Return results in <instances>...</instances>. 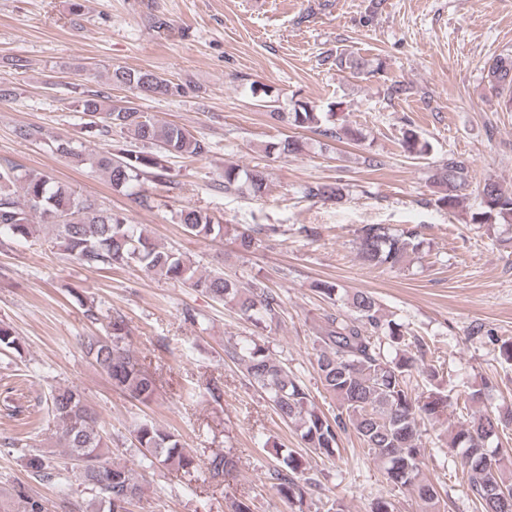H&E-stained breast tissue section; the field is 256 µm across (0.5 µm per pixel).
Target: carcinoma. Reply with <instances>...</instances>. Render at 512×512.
I'll use <instances>...</instances> for the list:
<instances>
[{
    "mask_svg": "<svg viewBox=\"0 0 512 512\" xmlns=\"http://www.w3.org/2000/svg\"><path fill=\"white\" fill-rule=\"evenodd\" d=\"M333 64L340 71L358 74L363 63L352 52L342 49ZM487 83L500 90L512 82V57L498 58L487 71ZM107 79L116 85L136 90L144 97L182 96L186 88L148 70L115 68ZM84 114L98 119L102 137L118 131L136 142L151 144L159 153L121 149L119 153L94 154L68 142L56 151L78 164L95 166L115 189H130L148 169L165 170L164 158L174 155L201 157L208 145L185 128L163 125L154 117L131 105H114L112 99L92 94L82 100ZM273 119L298 127L317 128L330 138L353 137L348 128H320L319 113L306 106L295 112L270 110ZM401 147L410 155L428 153L430 143L412 128L402 133ZM250 191L264 194L267 178L263 171L245 173ZM467 182V167L450 153L436 165L434 184L439 190L436 204L453 212L460 207L461 191ZM345 188L336 183H314L304 188V196L324 201H339ZM480 208L470 213L471 224H512V192L495 182L484 184ZM185 231L203 239L232 235L238 248L250 252L262 237L277 232L273 226L239 228L220 224L206 211L187 207L177 213ZM52 230L56 243L66 255L88 269L135 264L145 272L186 285L211 295L255 325L274 322L281 310L279 295L257 282L250 288L222 270L197 273L191 262L179 253L155 242L145 228L130 224L121 214L103 209L90 199L81 198L71 187L41 173H15L0 168V234L14 240H31L41 227ZM358 258L368 266L403 269L411 255L423 249L424 242L414 229L394 231L386 224H363L356 232ZM328 299L341 302L347 312L331 313L313 341V355L324 390L337 401V413L327 417L320 412L305 385L288 366L273 357L266 344L250 340L233 347L230 356L238 361L251 384L267 396L276 416L296 426L305 447L315 454L332 456L340 435L351 430L372 459L380 462L389 483L399 491L415 495L424 512H441L444 500L436 484L425 473V448L422 427L439 418L452 406V397L435 386L441 364L421 362L424 344L416 338L406 341L404 326L382 313L380 304L366 291L340 292L332 282L316 284ZM81 347L112 382L130 399L152 403L157 396L153 375L143 366L129 344V331L119 314L110 317L103 336L81 339ZM0 349L23 350L13 329L0 323ZM420 379L426 393L416 392L413 380ZM49 409L57 427L60 447L79 468L86 489L93 492L87 507L90 512H130L134 501L144 493L143 474L126 465L112 462V448L100 426V414L83 394L67 386L57 387L48 396ZM512 425V413L474 415L452 425L447 447L458 452L467 477V491L481 512H512V455L489 444ZM137 448L149 465L189 470L205 467L217 483L236 469L229 452L215 453L202 461L184 448L178 435L144 421L134 429ZM280 468L274 471L277 492L288 502L303 503L310 478L305 476L301 457L286 448L275 449ZM28 472L50 481L58 472L43 453L25 456ZM17 497L22 512H45L41 500L21 487Z\"/></svg>",
    "mask_w": 512,
    "mask_h": 512,
    "instance_id": "obj_1",
    "label": "carcinoma"
}]
</instances>
